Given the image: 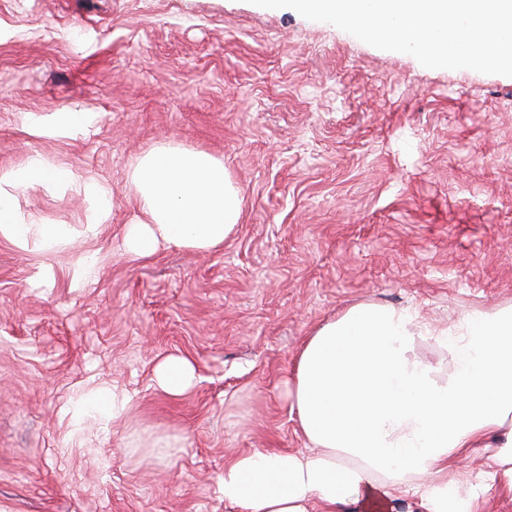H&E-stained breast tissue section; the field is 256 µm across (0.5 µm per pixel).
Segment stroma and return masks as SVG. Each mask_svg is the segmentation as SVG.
<instances>
[{"label":"stroma","instance_id":"stroma-1","mask_svg":"<svg viewBox=\"0 0 512 512\" xmlns=\"http://www.w3.org/2000/svg\"><path fill=\"white\" fill-rule=\"evenodd\" d=\"M99 112L89 139H34L27 112ZM222 157L243 198L222 250L133 261L127 174L154 143ZM40 151L112 186L97 283L27 278L0 241V512H230L224 463L304 450L288 380L348 306L443 325L512 303V77L430 69L291 9L248 0H0V165ZM73 224L71 192L20 191ZM190 360L192 386L156 365ZM126 390V416L72 426L79 397ZM154 376L164 392L176 395L185 392L190 387L193 369L186 359L170 357L155 368Z\"/></svg>","mask_w":512,"mask_h":512}]
</instances>
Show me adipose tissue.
I'll use <instances>...</instances> for the list:
<instances>
[{"instance_id":"ef3b65f1","label":"adipose tissue","mask_w":512,"mask_h":512,"mask_svg":"<svg viewBox=\"0 0 512 512\" xmlns=\"http://www.w3.org/2000/svg\"><path fill=\"white\" fill-rule=\"evenodd\" d=\"M103 116L67 109L28 112L30 136L79 139ZM136 214L120 238L131 260L162 249L212 252L236 228L242 198L222 158L172 142L154 144L131 164ZM40 185L71 191L85 208L74 224L35 220L19 189ZM112 225V188L77 180L71 170L35 152L0 167V240L44 254L28 283L53 287L48 258L76 239L98 241ZM432 340L436 360L418 355ZM293 404L307 445L293 452L254 451L224 465L223 494L234 512H387L400 495L424 512H470L488 482L512 478V304L475 309L437 327L419 312L360 302L308 336L292 376ZM129 395L98 388L77 401L74 421L124 416ZM497 445L478 482L460 487L448 471L480 448Z\"/></svg>"}]
</instances>
